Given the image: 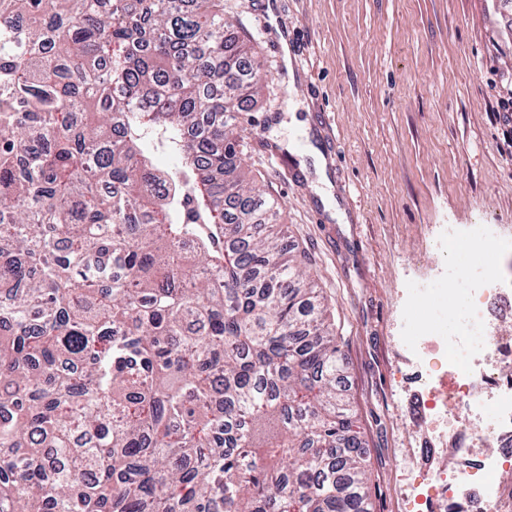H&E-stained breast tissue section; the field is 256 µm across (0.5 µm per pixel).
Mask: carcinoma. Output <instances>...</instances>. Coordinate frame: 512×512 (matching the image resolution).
Instances as JSON below:
<instances>
[{
  "instance_id": "obj_1",
  "label": "carcinoma",
  "mask_w": 512,
  "mask_h": 512,
  "mask_svg": "<svg viewBox=\"0 0 512 512\" xmlns=\"http://www.w3.org/2000/svg\"><path fill=\"white\" fill-rule=\"evenodd\" d=\"M259 70L224 0H0V512H372L334 323L236 175Z\"/></svg>"
}]
</instances>
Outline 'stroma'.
<instances>
[{
	"label": "stroma",
	"instance_id": "stroma-1",
	"mask_svg": "<svg viewBox=\"0 0 512 512\" xmlns=\"http://www.w3.org/2000/svg\"><path fill=\"white\" fill-rule=\"evenodd\" d=\"M254 45L261 98L242 117L244 172L282 206L284 246L333 317L369 465L372 512L420 437L401 345L410 294L447 284V229L512 238V0H224ZM294 37L285 72L275 44Z\"/></svg>",
	"mask_w": 512,
	"mask_h": 512
}]
</instances>
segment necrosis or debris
<instances>
[{
    "label": "necrosis or debris",
    "instance_id": "4bbe7bcc",
    "mask_svg": "<svg viewBox=\"0 0 512 512\" xmlns=\"http://www.w3.org/2000/svg\"><path fill=\"white\" fill-rule=\"evenodd\" d=\"M466 268L448 264V280L473 287L464 296L441 293L432 314L406 338L415 391L406 409L424 435L412 451L418 482L401 483L405 512H512L500 476L512 467V336L498 323L512 318V244L503 245L493 225H475ZM509 264H501V257ZM480 329L478 342L469 339Z\"/></svg>",
    "mask_w": 512,
    "mask_h": 512
}]
</instances>
